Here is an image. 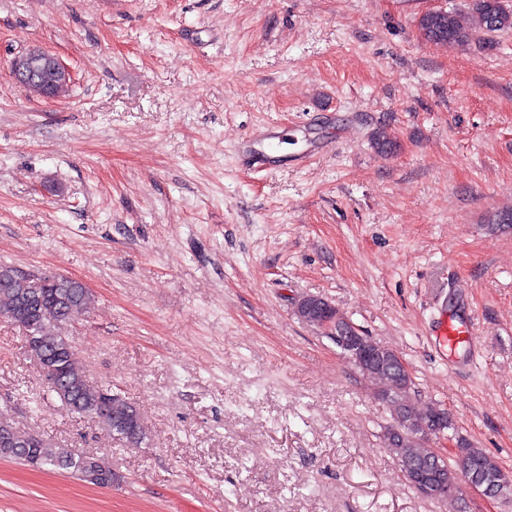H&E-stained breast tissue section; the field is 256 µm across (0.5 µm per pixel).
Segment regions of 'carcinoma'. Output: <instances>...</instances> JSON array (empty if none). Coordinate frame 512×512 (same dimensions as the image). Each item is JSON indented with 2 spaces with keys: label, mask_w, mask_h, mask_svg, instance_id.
I'll list each match as a JSON object with an SVG mask.
<instances>
[{
  "label": "carcinoma",
  "mask_w": 512,
  "mask_h": 512,
  "mask_svg": "<svg viewBox=\"0 0 512 512\" xmlns=\"http://www.w3.org/2000/svg\"><path fill=\"white\" fill-rule=\"evenodd\" d=\"M423 35L433 41L453 44L468 41L476 31L488 34L512 29V9L506 11L502 0H469V22L465 23L452 11L424 14L419 20ZM93 297L81 283L66 276L44 286L14 274V266L0 264V317L25 331L33 332L35 344L27 346L28 354L43 362L56 365L61 391L43 379V394L57 398L66 412L86 418L109 430L113 437L127 447H139L145 439V427L140 412L125 397L115 398L112 385L93 386L74 358L70 338L60 332L61 325L73 313L92 306ZM321 306H312V298L299 302L298 315L305 322L317 324ZM368 354L356 368L377 385L375 395L390 410L392 424L386 427L384 441L397 457L407 474L423 473L439 488V497H449L458 489L464 476L491 482L493 473L500 472L497 461L481 448L460 442L462 455L450 464L430 451L429 438L420 435L419 427L439 421L443 429H453L451 416L434 403L417 407L413 403L414 381L407 380L391 369L387 359L377 352V343L363 337ZM34 449L38 467L64 471L83 479L80 453L66 448L35 432H21L0 420V457L17 463L30 464L29 449Z\"/></svg>",
  "instance_id": "cac0c4a2"
}]
</instances>
